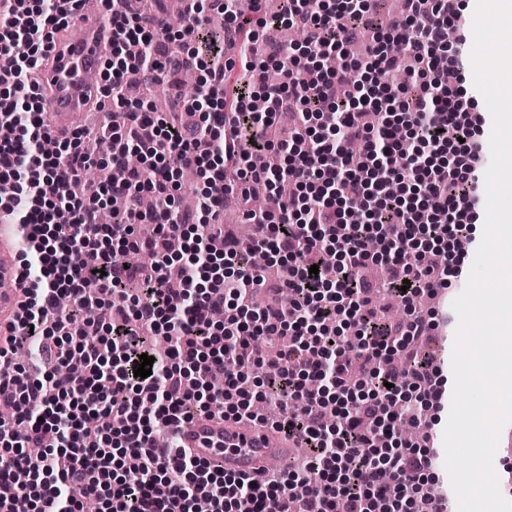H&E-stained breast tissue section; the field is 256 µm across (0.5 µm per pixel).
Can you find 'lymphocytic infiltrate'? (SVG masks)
Returning a JSON list of instances; mask_svg holds the SVG:
<instances>
[{
	"label": "lymphocytic infiltrate",
	"mask_w": 512,
	"mask_h": 512,
	"mask_svg": "<svg viewBox=\"0 0 512 512\" xmlns=\"http://www.w3.org/2000/svg\"><path fill=\"white\" fill-rule=\"evenodd\" d=\"M0 15V224L29 243L16 284L22 294L9 346L0 348V402L13 421L0 422V512H450L432 452L397 431L442 408V369L418 351L438 322L416 305L459 277L447 243L469 235L474 209L458 193L480 196L475 159L483 147L474 102L439 80L440 57L461 65L460 0H401L387 34L373 36L364 59L343 53L367 25L368 7L354 0H266L241 12L236 0H211L225 20L222 44L191 48L204 29L191 14L182 42L166 55L161 0H120L112 12V49L105 77L119 120L105 128L119 143L111 179L65 193L91 166L82 134L53 137L36 74L58 30L73 23L80 0H17ZM288 20L305 34L304 54L276 43L259 48L255 29ZM457 29L448 39V29ZM201 77L196 125L179 113H154L126 93L132 75L178 91L182 69ZM282 73L278 87L268 70ZM292 111L291 140L272 135L278 114ZM356 142L354 166L344 150ZM147 147L150 166L127 163ZM275 151L279 170L256 169L254 155ZM203 187L198 207L180 211L174 189L183 168ZM293 191L282 195L281 183ZM268 206L246 211L254 228L243 245L222 223L226 202L255 184ZM154 196L152 213L138 207ZM121 200L111 223L104 205ZM187 243L189 259L175 285L166 279L165 244ZM264 251L280 269L276 304L251 298L265 278L251 262ZM156 256L152 265L139 257ZM335 265L334 279L310 275ZM383 268L406 320L381 322L370 307L365 267ZM137 286L129 303L105 319V294ZM68 296L69 308L57 306ZM223 311V321L212 318ZM162 336L157 350L141 328ZM34 345L46 366L34 376L18 362V345ZM81 371L59 375L69 352ZM154 358L135 377L141 355ZM268 363L263 398L280 413L267 428L309 450L306 475L252 479L174 448L155 444L154 428L178 430L194 417L254 420L251 368ZM41 452L26 457L22 448Z\"/></svg>",
	"instance_id": "f902f5d3"
}]
</instances>
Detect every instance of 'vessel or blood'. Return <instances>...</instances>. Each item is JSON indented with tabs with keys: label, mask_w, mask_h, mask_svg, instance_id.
Instances as JSON below:
<instances>
[{
	"label": "vessel or blood",
	"mask_w": 512,
	"mask_h": 512,
	"mask_svg": "<svg viewBox=\"0 0 512 512\" xmlns=\"http://www.w3.org/2000/svg\"><path fill=\"white\" fill-rule=\"evenodd\" d=\"M78 36L56 37L49 63L38 77L45 92L44 105L54 135L71 131L77 115L101 100L98 78L112 27L96 5H84ZM17 276L15 250L0 235V282ZM181 441L194 456L223 466L226 473H255L270 459L284 460L292 452L287 439L260 427H244L232 421L196 419Z\"/></svg>",
	"instance_id": "vessel-or-blood-1"
}]
</instances>
